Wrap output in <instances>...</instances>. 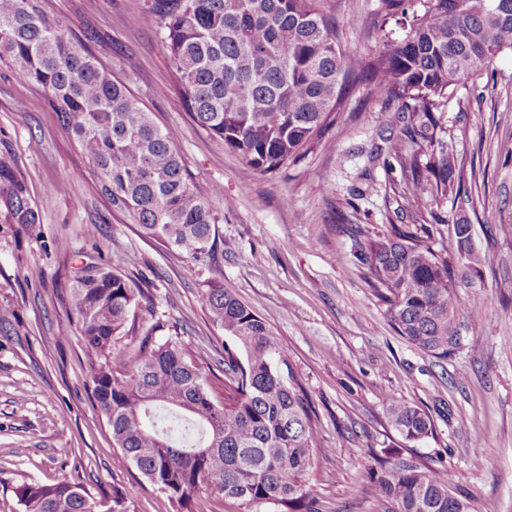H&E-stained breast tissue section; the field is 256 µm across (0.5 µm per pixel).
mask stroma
<instances>
[{"label": "stroma", "mask_w": 512, "mask_h": 512, "mask_svg": "<svg viewBox=\"0 0 512 512\" xmlns=\"http://www.w3.org/2000/svg\"><path fill=\"white\" fill-rule=\"evenodd\" d=\"M94 56L153 112L193 180L220 186L209 199L220 219L224 287L279 338L292 369L319 405L323 449L308 474L319 512H385L367 494L371 451L396 443L388 409L410 403L433 416L416 443L426 465L447 467L472 512H512V51L477 81H463L434 110V139L470 172L466 191L404 196L394 143L432 161L428 142H399L403 100L346 86L334 121L313 148L272 173L246 164L193 120L163 37L154 0H47ZM380 0H322L346 55L374 51L402 25L371 21ZM0 158L22 178L40 218L13 224L0 207V512H23L24 483L79 485L91 497L120 491L121 512H173L165 494L117 466L112 432L91 401V361L66 295L78 267L103 260L149 291L112 356L123 363L146 332L179 337L215 399L224 397V332L199 296L208 270L148 237L113 210L98 175L62 129L44 95L0 63ZM422 214L433 248L455 222L472 226L484 257L458 276L461 345L446 360L411 347L392 328L368 284L348 231L385 234ZM97 225L89 238L88 225ZM482 454L485 465L473 462Z\"/></svg>", "instance_id": "35a3bbf8"}]
</instances>
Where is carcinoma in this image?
<instances>
[{
    "label": "carcinoma",
    "mask_w": 512,
    "mask_h": 512,
    "mask_svg": "<svg viewBox=\"0 0 512 512\" xmlns=\"http://www.w3.org/2000/svg\"><path fill=\"white\" fill-rule=\"evenodd\" d=\"M380 0L373 21H409L397 41L365 56L347 57L336 26L319 0H155L178 84L194 120L255 170H276L306 152L331 122L350 80L379 96L409 98L421 108L397 117L412 137L435 123L429 107L459 81L478 76L512 49V0ZM0 62L42 90L59 122L98 172L112 207L151 237L194 261L215 263L220 220L208 198L219 191L193 181L167 134L141 100L68 34L44 0H0ZM429 175L416 159L396 153L410 172L407 194L433 187L460 194L464 174L443 143L432 150ZM0 204L12 223H40L23 181L0 159ZM471 225L453 224L438 251L408 224L382 237L354 234L376 297L393 329L415 349L440 360L460 345L455 264L484 258L469 245ZM144 292L105 264L74 277L69 309L93 360L95 406L112 431L117 455L165 493L174 512H193L201 491L278 512H318L306 476L321 453L318 414L288 364L277 336L247 304L224 290L221 272L200 295L211 321L224 330V387L213 400L178 338L145 336L110 358L117 337ZM389 418L399 445L373 451L369 492L387 512H471L468 497L445 467H427L405 451L434 433L431 415L394 404ZM24 512H118L120 496L96 502L76 484L24 483L16 488Z\"/></svg>",
    "instance_id": "carcinoma-1"
}]
</instances>
